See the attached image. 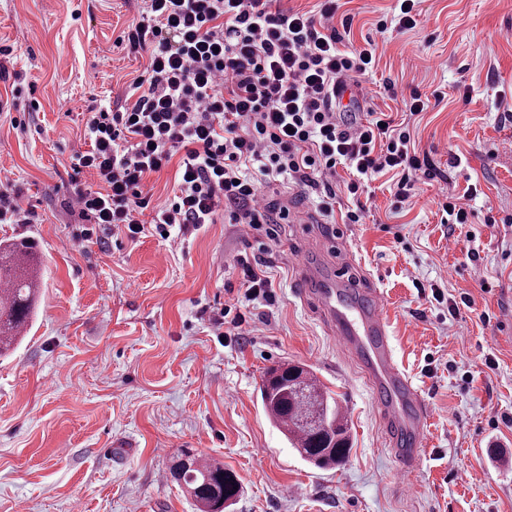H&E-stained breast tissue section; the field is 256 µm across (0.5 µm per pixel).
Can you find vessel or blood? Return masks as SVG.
<instances>
[{
    "label": "vessel or blood",
    "mask_w": 512,
    "mask_h": 512,
    "mask_svg": "<svg viewBox=\"0 0 512 512\" xmlns=\"http://www.w3.org/2000/svg\"><path fill=\"white\" fill-rule=\"evenodd\" d=\"M299 280L317 284L313 302L342 352L365 377L374 406L391 430L397 476L405 488H412L430 413L419 390L396 362L381 292L360 289L344 264L336 265L326 277L303 264Z\"/></svg>",
    "instance_id": "obj_1"
}]
</instances>
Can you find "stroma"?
Instances as JSON below:
<instances>
[{"label": "stroma", "mask_w": 512, "mask_h": 512, "mask_svg": "<svg viewBox=\"0 0 512 512\" xmlns=\"http://www.w3.org/2000/svg\"><path fill=\"white\" fill-rule=\"evenodd\" d=\"M141 6L0 0V48L12 49L1 62L32 89L0 115V181L35 212L0 224V239L27 238L42 263L27 332L0 357V512H194L168 476L182 448L236 473L230 512H512V124L495 105L512 92V0H420L415 28L380 39L367 87L442 97L412 136L446 178L402 208L383 176L367 223L302 224L283 211L317 213L316 193L285 185L269 192L275 239L220 220L186 241L122 236L81 253L67 201L98 180L73 172L71 147L148 64L119 42ZM395 7L348 0L352 42ZM449 181L481 189L453 232L437 205ZM313 242L330 266L352 252L351 273L384 295L398 362L430 405L414 493L396 478L363 377L298 290ZM244 254L265 265L275 301L244 303L243 324L221 338L209 317L243 294ZM464 294L469 306L451 314ZM284 362L310 366L344 411V467H312L268 419L259 387Z\"/></svg>", "instance_id": "obj_1"}]
</instances>
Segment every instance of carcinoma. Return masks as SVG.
Masks as SVG:
<instances>
[{"mask_svg":"<svg viewBox=\"0 0 512 512\" xmlns=\"http://www.w3.org/2000/svg\"><path fill=\"white\" fill-rule=\"evenodd\" d=\"M39 260L29 242L0 243V356L29 324L39 291ZM267 416L287 437L298 455L319 469H337L350 449V428L336 398L323 388L306 366L281 364L267 369L260 388ZM313 416L327 417L336 425L340 444L326 446L307 429ZM172 478L193 500L195 512H227L241 493L237 476L224 464L189 449L177 451L169 467Z\"/></svg>","mask_w":512,"mask_h":512,"instance_id":"1","label":"carcinoma"}]
</instances>
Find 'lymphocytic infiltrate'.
<instances>
[{
    "label": "lymphocytic infiltrate",
    "mask_w": 512,
    "mask_h": 512,
    "mask_svg": "<svg viewBox=\"0 0 512 512\" xmlns=\"http://www.w3.org/2000/svg\"><path fill=\"white\" fill-rule=\"evenodd\" d=\"M339 9V0H319L314 13L276 0H143L121 41L129 54H147L146 75L123 105L94 113L88 148L72 151L74 171L100 183L73 191L69 207L81 219L73 241L186 236L223 211L258 231L268 191L285 183L320 190L324 216L362 224L361 197L376 176H392L400 205L435 179L409 123L429 97L411 92L401 121L371 107L362 79L377 44L347 43L352 18ZM173 163V194L153 204L150 179ZM341 168L349 178L338 190L330 179ZM340 193L353 200L341 212Z\"/></svg>",
    "instance_id": "1"
}]
</instances>
